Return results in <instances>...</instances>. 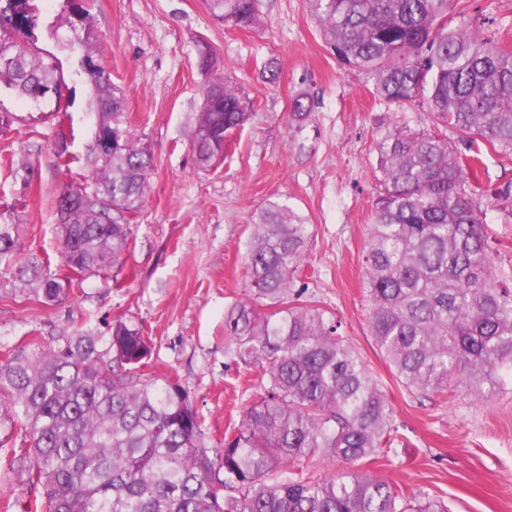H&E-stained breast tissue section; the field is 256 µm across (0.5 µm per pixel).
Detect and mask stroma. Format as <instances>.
Wrapping results in <instances>:
<instances>
[{
	"label": "stroma",
	"mask_w": 512,
	"mask_h": 512,
	"mask_svg": "<svg viewBox=\"0 0 512 512\" xmlns=\"http://www.w3.org/2000/svg\"><path fill=\"white\" fill-rule=\"evenodd\" d=\"M88 9L100 62L124 98V125L152 155L149 192L118 278L90 277L82 294L53 306L4 300L11 285L0 280V344L77 332L90 314L103 331L118 320L142 326L152 338V373L188 391L210 446L221 447L260 397L224 336V314L249 296L243 254L252 216L280 201L312 226L295 290L340 321L393 407L390 444L366 471L406 495L443 500L449 512H512V389L487 402L454 389L409 391L370 332L361 262L381 189L377 144L398 127H432L433 113L374 98L364 75L330 54L305 0H260L261 24L243 31L214 19L205 0H90ZM463 21L492 32L512 25V0H452L449 24ZM38 45L58 58L74 92L69 122L58 127L51 104L0 92V110L13 117L0 134L13 152L12 168L0 164V209L13 212L25 244L49 254L50 272L60 274L56 200L64 186L89 188L96 179L87 161L96 108L75 75L81 48L48 36ZM206 45L216 53L208 71L197 64ZM218 76L241 86L254 111L206 171L188 132ZM301 93L312 109L298 121L290 107ZM447 135L458 152L481 154L474 202L491 231L492 262L510 269L512 198L501 193L512 187V160L455 130Z\"/></svg>",
	"instance_id": "obj_1"
}]
</instances>
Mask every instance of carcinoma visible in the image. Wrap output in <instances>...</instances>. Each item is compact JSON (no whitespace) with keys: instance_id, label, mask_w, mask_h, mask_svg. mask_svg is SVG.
I'll return each mask as SVG.
<instances>
[{"instance_id":"1","label":"carcinoma","mask_w":512,"mask_h":512,"mask_svg":"<svg viewBox=\"0 0 512 512\" xmlns=\"http://www.w3.org/2000/svg\"><path fill=\"white\" fill-rule=\"evenodd\" d=\"M39 0H0V86L39 101L68 88L38 46ZM95 90V131L119 133L112 152L90 148L95 196L66 188L56 201L58 249L69 273H44L11 212L0 211V274L7 298L43 306L83 292L87 278L121 270L129 216L149 188L152 156L117 121L122 98L84 25V0H64ZM331 52L358 69L381 100L425 104L463 140L512 159V44L469 23H443L449 0H306ZM238 30L260 22L258 0H207ZM253 100L224 81L201 106L188 139L209 166L251 116ZM383 190L362 251L375 344L408 389L460 388L490 400L512 372V277L490 259L474 204L470 161L441 130L397 128L377 145ZM243 266L249 301L224 315L234 355L258 373L262 395L214 453L199 413L169 378L144 373L152 339L117 321L0 345V478L41 490L35 512H446L436 498L347 469L317 480L284 478L294 464L360 462L389 442L392 406L345 336L294 281L311 225L269 202L252 217Z\"/></svg>"}]
</instances>
